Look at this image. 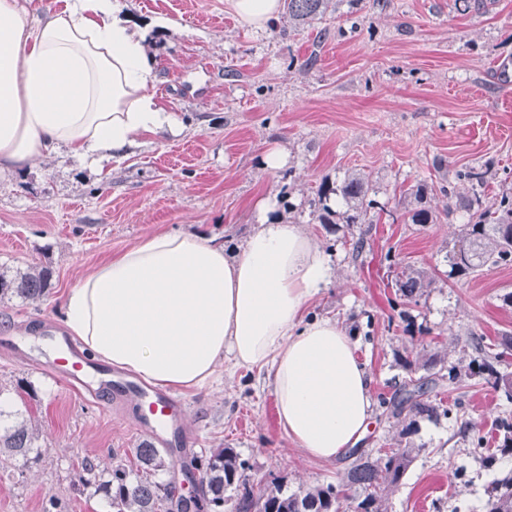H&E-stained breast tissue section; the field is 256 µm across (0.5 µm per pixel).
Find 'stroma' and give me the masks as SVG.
Instances as JSON below:
<instances>
[{
	"mask_svg": "<svg viewBox=\"0 0 512 512\" xmlns=\"http://www.w3.org/2000/svg\"><path fill=\"white\" fill-rule=\"evenodd\" d=\"M147 26L156 60L154 92L176 112L179 136L142 139L129 155L89 165L63 154L36 160L25 175L0 183V273L32 267L53 272L43 300L0 302V401L36 395L30 410L44 450L21 470L0 457V512H40L45 499L69 500L74 512H111L92 490L77 493L84 457L109 467L128 461L146 434L131 408L102 411L88 394L69 391L44 370L49 328H62L69 290L110 256L161 232L206 233L240 246L258 222L257 204L288 199L285 219L299 223L332 264V277L307 311L337 319L355 333L357 356L373 378V413L357 446L372 455L402 429L378 400L414 377L431 358L471 363L467 338L512 335V267L490 268L468 281L448 278L446 255L468 220L448 211L419 225L380 218L357 224H314L303 206L322 180L365 174L376 200L394 208L410 184L450 178L455 194L471 185L457 170L488 171L486 197L512 188V0H485L480 12L454 0H335L313 27L290 28L286 15L256 33L227 0H120ZM277 148L279 171L261 158ZM365 236L353 254L351 243ZM436 278L419 303L401 306L395 286L405 267ZM184 425L194 438L160 480L183 483V467L216 448L235 449L254 485L289 488L345 480L349 455L315 460L279 424L265 374L225 360L203 389H182ZM443 405L461 400L454 419L419 420L407 441L415 459L383 503L385 512H482L493 474L475 459L472 441L490 435L504 400L478 377L432 393Z\"/></svg>",
	"mask_w": 512,
	"mask_h": 512,
	"instance_id": "stroma-1",
	"label": "stroma"
}]
</instances>
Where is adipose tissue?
<instances>
[{
	"label": "adipose tissue",
	"instance_id": "1",
	"mask_svg": "<svg viewBox=\"0 0 512 512\" xmlns=\"http://www.w3.org/2000/svg\"><path fill=\"white\" fill-rule=\"evenodd\" d=\"M155 60L117 0H0V177L62 151L122 157L182 124L157 100ZM259 202L235 255L203 234L163 232L71 288L63 324L92 358L162 388H200L225 357L266 370L288 439L317 460L353 447L372 377L353 336L310 318L331 266L299 225Z\"/></svg>",
	"mask_w": 512,
	"mask_h": 512
}]
</instances>
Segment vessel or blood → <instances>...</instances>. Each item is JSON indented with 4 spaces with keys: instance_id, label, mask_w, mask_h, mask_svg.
<instances>
[{
    "instance_id": "obj_1",
    "label": "vessel or blood",
    "mask_w": 512,
    "mask_h": 512,
    "mask_svg": "<svg viewBox=\"0 0 512 512\" xmlns=\"http://www.w3.org/2000/svg\"><path fill=\"white\" fill-rule=\"evenodd\" d=\"M52 342L55 355L50 367L59 383L69 390L85 385L89 361L76 352L65 337H53ZM90 394L105 411L110 410L121 395L138 397V412L144 431L170 453H177L182 447L183 441L178 434V426L183 419L184 403L181 398L156 391L149 393L140 385L115 380L101 381Z\"/></svg>"
}]
</instances>
